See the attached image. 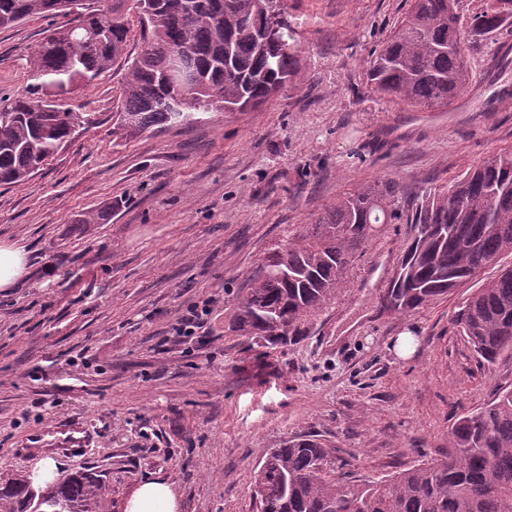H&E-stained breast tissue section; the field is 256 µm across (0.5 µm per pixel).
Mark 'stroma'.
<instances>
[{"label":"stroma","instance_id":"1","mask_svg":"<svg viewBox=\"0 0 512 512\" xmlns=\"http://www.w3.org/2000/svg\"><path fill=\"white\" fill-rule=\"evenodd\" d=\"M407 0H288L304 34L292 86L245 112L124 139L112 133L123 68L86 87H44L94 125L24 185L0 187V240L29 277L0 290V484L51 458L95 474L98 512H124L146 479L178 512H257L269 449L315 435L336 469L376 480L440 457L456 417L512 388V357L484 369L451 320L469 294L399 315L383 296L415 230L381 224L353 250L336 297L287 343L228 331L274 245L319 223L338 195L377 180L446 185L512 145V35L475 43L473 79L451 111L380 99L371 54ZM47 22L0 29V96L27 90L26 57ZM109 207L99 224L85 212ZM214 297L207 335H173ZM411 332L406 357L394 345ZM80 438L84 450H59Z\"/></svg>","mask_w":512,"mask_h":512}]
</instances>
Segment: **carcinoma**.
Returning <instances> with one entry per match:
<instances>
[{
    "mask_svg": "<svg viewBox=\"0 0 512 512\" xmlns=\"http://www.w3.org/2000/svg\"><path fill=\"white\" fill-rule=\"evenodd\" d=\"M0 0V29L63 17L30 53L34 83L0 97V186L30 180L91 118L40 96L41 80L88 85L126 55L130 16L143 46L127 65L112 113L113 133L135 138L177 125L183 112H243L293 83L302 34L288 26V47L264 44L259 25L280 15L285 0ZM512 24V0H487L463 19L460 0H411L367 69L382 99L451 110L472 80L469 45ZM176 49L191 53L197 81L181 94L169 69ZM375 224H409L406 244L384 296L408 314L447 298L512 255V146L452 179L411 192L397 181L362 184L336 198L315 228L272 252L251 277L228 330L283 343L336 297L349 249ZM272 312L270 320L266 314ZM483 365L512 353V268L472 291L453 316ZM334 449L313 435L272 448L254 472L257 512H512V389L460 416L440 459L387 480L336 472ZM102 479L80 474L35 489L23 477L0 487V512H29L31 499L57 500L65 512H96Z\"/></svg>",
    "mask_w": 512,
    "mask_h": 512,
    "instance_id": "cac0c4a2",
    "label": "carcinoma"
}]
</instances>
